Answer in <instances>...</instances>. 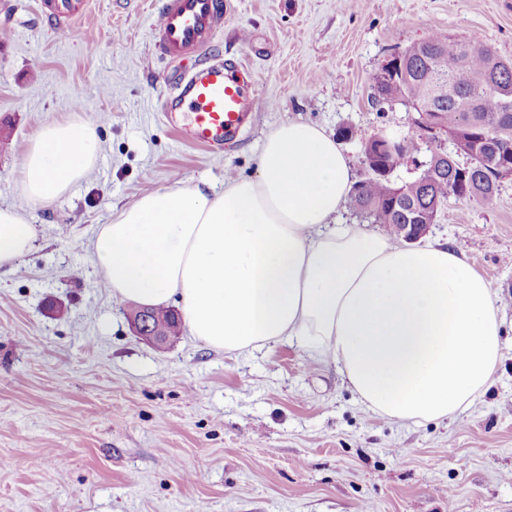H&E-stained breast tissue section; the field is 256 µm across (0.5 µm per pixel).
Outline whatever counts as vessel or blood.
<instances>
[{
	"label": "vessel or blood",
	"mask_w": 512,
	"mask_h": 512,
	"mask_svg": "<svg viewBox=\"0 0 512 512\" xmlns=\"http://www.w3.org/2000/svg\"><path fill=\"white\" fill-rule=\"evenodd\" d=\"M223 23L224 0H160L153 25L156 56L194 57L193 66L173 78L164 115L186 114L182 137L213 153L236 139L257 102L255 90L238 78L243 63L226 62L210 51Z\"/></svg>",
	"instance_id": "b4317fda"
}]
</instances>
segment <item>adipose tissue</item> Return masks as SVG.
I'll list each match as a JSON object with an SVG mask.
<instances>
[{
  "label": "adipose tissue",
  "mask_w": 512,
  "mask_h": 512,
  "mask_svg": "<svg viewBox=\"0 0 512 512\" xmlns=\"http://www.w3.org/2000/svg\"><path fill=\"white\" fill-rule=\"evenodd\" d=\"M95 123L45 124L23 163L33 201L65 194L93 166ZM353 173L335 139L291 121L265 138L257 175L208 194L170 186L116 210L91 264L122 300L177 303L190 336L230 352L288 340L334 364L369 411L442 422L476 404L500 362L497 299L474 261L339 223ZM35 229L0 207V266Z\"/></svg>",
  "instance_id": "adipose-tissue-1"
}]
</instances>
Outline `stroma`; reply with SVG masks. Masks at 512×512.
<instances>
[{
    "mask_svg": "<svg viewBox=\"0 0 512 512\" xmlns=\"http://www.w3.org/2000/svg\"><path fill=\"white\" fill-rule=\"evenodd\" d=\"M155 2L73 0L63 39L50 0H0V206L35 228L0 268V512H512L511 330L475 406L396 422L288 342L227 353L182 330L154 346L86 260L143 194L256 176L288 121L354 126L341 148L362 179L363 140L411 119L378 110L372 74L436 32L512 58V0H225L211 51L244 62L258 102L219 156L162 116L192 60L153 57ZM76 116L98 122L96 162L62 197L29 200L27 149ZM427 239L472 257L512 321V178L490 203L449 199Z\"/></svg>",
    "mask_w": 512,
    "mask_h": 512,
    "instance_id": "obj_1",
    "label": "stroma"
}]
</instances>
